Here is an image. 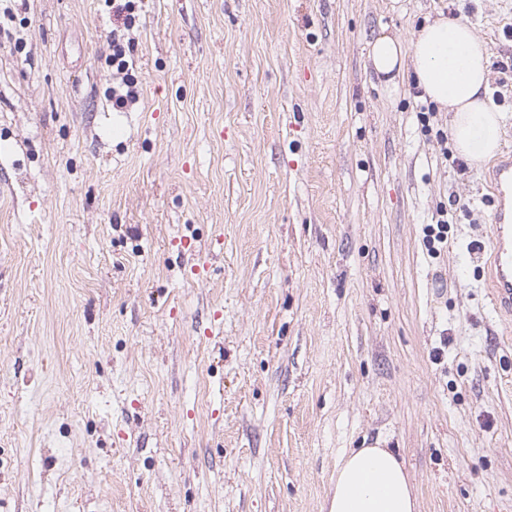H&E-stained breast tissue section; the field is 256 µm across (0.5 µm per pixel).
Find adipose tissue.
Masks as SVG:
<instances>
[{"mask_svg":"<svg viewBox=\"0 0 512 512\" xmlns=\"http://www.w3.org/2000/svg\"><path fill=\"white\" fill-rule=\"evenodd\" d=\"M372 72L388 91L412 79L423 100L449 115L455 151L479 166L500 147L505 115L488 96L491 54L462 20L426 21L411 41L379 34L367 45ZM417 497L404 464L389 449L359 448L347 454L325 512H416Z\"/></svg>","mask_w":512,"mask_h":512,"instance_id":"ef3b65f1","label":"adipose tissue"}]
</instances>
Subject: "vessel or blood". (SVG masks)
<instances>
[{
	"label": "vessel or blood",
	"mask_w": 512,
	"mask_h": 512,
	"mask_svg": "<svg viewBox=\"0 0 512 512\" xmlns=\"http://www.w3.org/2000/svg\"><path fill=\"white\" fill-rule=\"evenodd\" d=\"M488 284L498 310L512 317V158L494 171Z\"/></svg>",
	"instance_id": "obj_1"
}]
</instances>
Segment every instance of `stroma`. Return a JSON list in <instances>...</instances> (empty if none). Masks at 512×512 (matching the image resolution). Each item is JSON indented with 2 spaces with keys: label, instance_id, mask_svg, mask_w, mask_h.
I'll return each mask as SVG.
<instances>
[{
  "label": "stroma",
  "instance_id": "1",
  "mask_svg": "<svg viewBox=\"0 0 512 512\" xmlns=\"http://www.w3.org/2000/svg\"><path fill=\"white\" fill-rule=\"evenodd\" d=\"M468 21L512 154V0H29L0 39V512H323L352 449L418 512H512L495 160L367 63ZM449 223L429 254L426 225ZM142 0H113L112 15L118 21L122 20L123 33L118 34V30L112 29V56L109 63L112 66V76L120 79L116 85L112 83V93L109 101L112 104L113 111L126 112L130 104H134L139 98V82L134 74L133 62L130 53L134 46L135 37L134 28H139L138 5L136 2ZM137 13V14H135ZM116 31V32H115ZM125 36L127 42L124 43Z\"/></svg>",
  "mask_w": 512,
  "mask_h": 512
}]
</instances>
